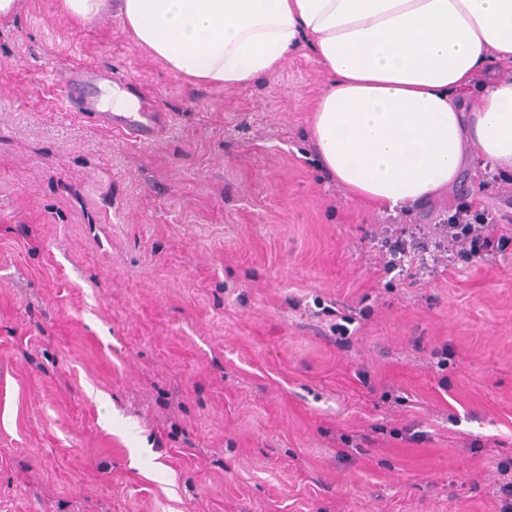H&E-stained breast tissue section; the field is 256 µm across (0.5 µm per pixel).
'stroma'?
Instances as JSON below:
<instances>
[{"mask_svg": "<svg viewBox=\"0 0 512 512\" xmlns=\"http://www.w3.org/2000/svg\"><path fill=\"white\" fill-rule=\"evenodd\" d=\"M79 60L168 115L152 144L62 109ZM326 84L307 47L212 87L116 14L0 20V512H497L512 247L464 259L443 224L512 236V172L356 200L311 135Z\"/></svg>", "mask_w": 512, "mask_h": 512, "instance_id": "1", "label": "stroma"}]
</instances>
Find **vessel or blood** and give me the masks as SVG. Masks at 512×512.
Here are the masks:
<instances>
[{
    "label": "vessel or blood",
    "instance_id": "b4317fda",
    "mask_svg": "<svg viewBox=\"0 0 512 512\" xmlns=\"http://www.w3.org/2000/svg\"><path fill=\"white\" fill-rule=\"evenodd\" d=\"M100 76V71L91 64L55 70V85L62 95L66 111L77 113L88 121L103 123L112 129L124 132L135 142L141 144L151 142L163 123L162 116L145 108L122 114L104 111L100 109L97 101L82 95L83 86Z\"/></svg>",
    "mask_w": 512,
    "mask_h": 512
}]
</instances>
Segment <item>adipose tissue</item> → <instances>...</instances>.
Listing matches in <instances>:
<instances>
[{
	"mask_svg": "<svg viewBox=\"0 0 512 512\" xmlns=\"http://www.w3.org/2000/svg\"><path fill=\"white\" fill-rule=\"evenodd\" d=\"M78 24L118 12L174 75L236 87L309 46L324 165L388 208L453 190L472 159L512 171V0H61ZM501 69L475 78L488 63Z\"/></svg>",
	"mask_w": 512,
	"mask_h": 512,
	"instance_id": "ef3b65f1",
	"label": "adipose tissue"
}]
</instances>
